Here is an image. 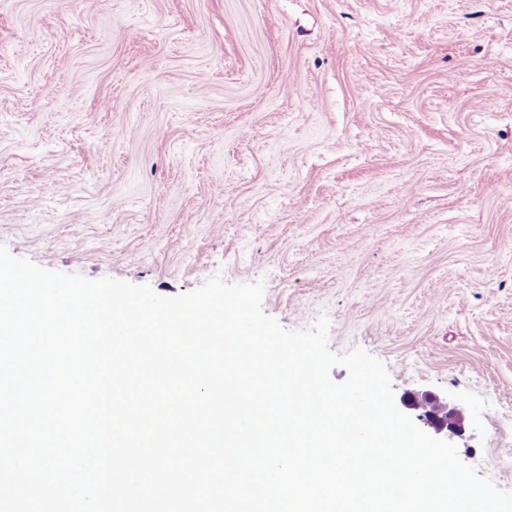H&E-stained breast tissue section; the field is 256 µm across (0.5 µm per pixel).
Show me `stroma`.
Listing matches in <instances>:
<instances>
[{
    "instance_id": "1",
    "label": "stroma",
    "mask_w": 512,
    "mask_h": 512,
    "mask_svg": "<svg viewBox=\"0 0 512 512\" xmlns=\"http://www.w3.org/2000/svg\"><path fill=\"white\" fill-rule=\"evenodd\" d=\"M0 244L263 282L512 492V0H0ZM440 399L432 394H424L420 399L413 402L414 409L422 410L419 416L427 423L428 426L434 428L436 434H441L444 431L455 433L460 428L457 420V413L454 410H448L444 413H437L436 405L440 404ZM435 407V411H434Z\"/></svg>"
}]
</instances>
